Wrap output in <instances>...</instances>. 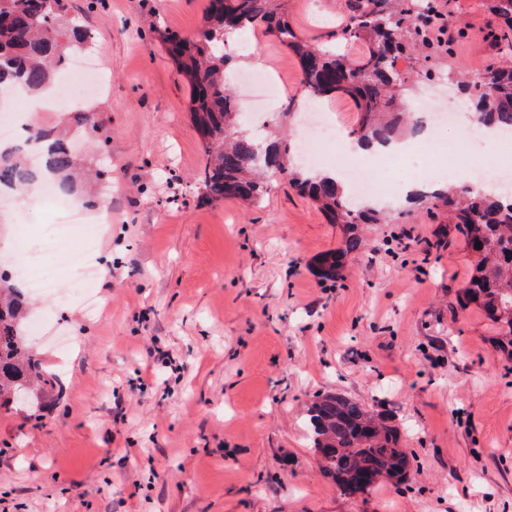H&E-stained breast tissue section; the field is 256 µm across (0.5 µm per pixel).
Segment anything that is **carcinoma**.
Instances as JSON below:
<instances>
[{
	"mask_svg": "<svg viewBox=\"0 0 512 512\" xmlns=\"http://www.w3.org/2000/svg\"><path fill=\"white\" fill-rule=\"evenodd\" d=\"M346 23L336 28V43L364 45L363 53L329 49L301 36L289 23L278 0H209L205 26L197 35L175 30L160 41L175 71L189 89V110L204 146L199 182L203 199L254 204L267 189L265 178L281 171L290 145L269 125L266 155L256 159L258 143L240 124L232 90L224 82L231 59L224 42L245 29L260 30L284 45L301 71L299 92L316 100L347 96L359 112L353 130L359 140L386 143L395 136L407 100L425 83L429 72L463 91L483 126L512 133V0H486L488 11L503 26L488 34L500 58L472 77H459L452 68L454 42L424 21L440 10L437 0H422L412 10L408 0H345ZM90 35L67 12V0H0V90L4 87L39 93L52 85L70 56ZM403 62L405 67H397ZM76 125L98 133L96 144L107 147L112 133L103 128L99 110H78ZM31 137L46 143L42 164H30L22 150L0 145V192L27 193L41 180L51 179L85 206L100 196L86 178L82 158L73 154L59 131L31 128ZM289 184L308 197L330 224L344 228L343 246L317 261L318 276L330 282L345 279L346 258L363 248L357 228L382 224L387 218L371 207L356 208L336 178L306 169L289 170ZM437 207L448 208L462 227L476 258L475 274L462 293L494 322L509 328L505 346L512 357V202L475 187L419 194ZM26 296L12 281H0V396L24 388L33 392L43 379L42 364L25 344ZM312 448L322 470L341 493L357 499L367 495L382 477L408 480L412 459L401 447L399 429L388 417L342 395H318L308 408Z\"/></svg>",
	"mask_w": 512,
	"mask_h": 512,
	"instance_id": "obj_1",
	"label": "carcinoma"
}]
</instances>
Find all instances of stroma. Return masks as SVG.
Wrapping results in <instances>:
<instances>
[{"label": "stroma", "instance_id": "1", "mask_svg": "<svg viewBox=\"0 0 512 512\" xmlns=\"http://www.w3.org/2000/svg\"><path fill=\"white\" fill-rule=\"evenodd\" d=\"M344 0H287L301 34L345 23ZM208 0H68L91 34L112 130L89 152L110 183L112 215L80 290L36 297L31 315L74 338L30 345L49 381L38 404H0V512H512L511 329L465 303L473 258L442 209L405 204L363 227L346 277L313 271L343 228L275 176L247 209L202 197L203 144L160 32L193 34ZM466 27L454 61L492 57L482 0H449ZM229 75L270 71L297 92L299 65L262 32L229 44ZM0 228L38 243L51 213L13 203ZM166 354L151 365L146 349ZM341 393L398 426L415 461L344 497L310 447L306 409Z\"/></svg>", "mask_w": 512, "mask_h": 512}]
</instances>
